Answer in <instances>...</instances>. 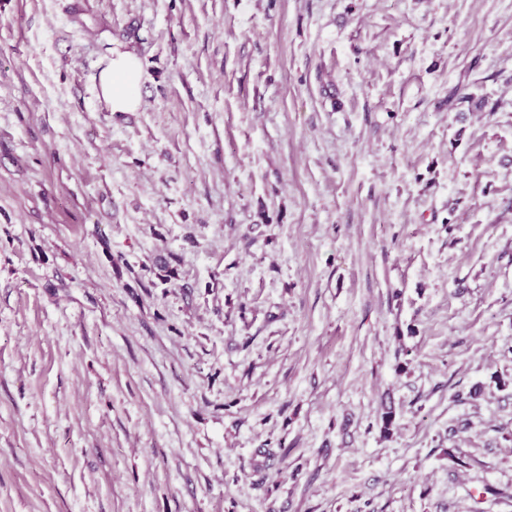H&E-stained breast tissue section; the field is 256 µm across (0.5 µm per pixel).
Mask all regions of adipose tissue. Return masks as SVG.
<instances>
[{"instance_id":"1","label":"adipose tissue","mask_w":512,"mask_h":512,"mask_svg":"<svg viewBox=\"0 0 512 512\" xmlns=\"http://www.w3.org/2000/svg\"><path fill=\"white\" fill-rule=\"evenodd\" d=\"M142 64L131 52H115L98 77L104 101L114 112H133L141 105Z\"/></svg>"}]
</instances>
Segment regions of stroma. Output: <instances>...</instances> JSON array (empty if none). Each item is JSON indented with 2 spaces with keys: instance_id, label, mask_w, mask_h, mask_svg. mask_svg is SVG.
Masks as SVG:
<instances>
[{
  "instance_id": "stroma-1",
  "label": "stroma",
  "mask_w": 512,
  "mask_h": 512,
  "mask_svg": "<svg viewBox=\"0 0 512 512\" xmlns=\"http://www.w3.org/2000/svg\"><path fill=\"white\" fill-rule=\"evenodd\" d=\"M0 512H512V0H0ZM142 64L131 52L116 51L98 82L104 101L113 112H135L141 105Z\"/></svg>"
}]
</instances>
